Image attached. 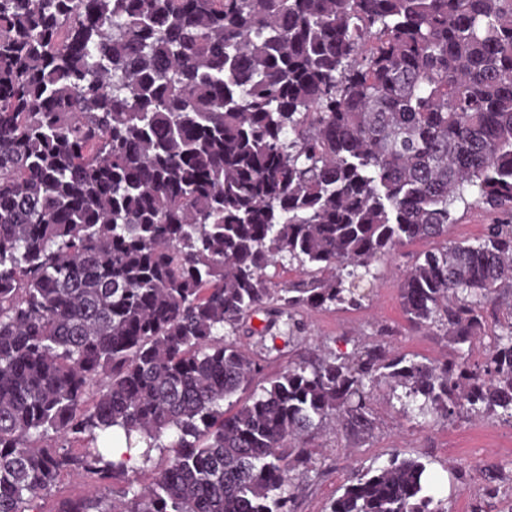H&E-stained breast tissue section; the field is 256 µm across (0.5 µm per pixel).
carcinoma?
Returning a JSON list of instances; mask_svg holds the SVG:
<instances>
[{"mask_svg":"<svg viewBox=\"0 0 512 512\" xmlns=\"http://www.w3.org/2000/svg\"><path fill=\"white\" fill-rule=\"evenodd\" d=\"M461 204L500 221L400 288L448 360L375 344L257 382L247 320L361 307ZM511 296L512 0H0V512L64 473L93 490L55 512H293L309 441L369 435L383 380L416 418L512 421V311L484 316ZM426 471L394 456L330 512H447Z\"/></svg>","mask_w":512,"mask_h":512,"instance_id":"obj_1","label":"carcinoma"}]
</instances>
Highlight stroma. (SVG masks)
Listing matches in <instances>:
<instances>
[{
  "instance_id": "stroma-1",
  "label": "stroma",
  "mask_w": 512,
  "mask_h": 512,
  "mask_svg": "<svg viewBox=\"0 0 512 512\" xmlns=\"http://www.w3.org/2000/svg\"><path fill=\"white\" fill-rule=\"evenodd\" d=\"M427 241H414L375 265L377 277L367 286V299L357 310L305 311L303 329L295 339L272 340L266 373H278L301 355L331 352L350 355L374 343L407 357L445 360L450 352L441 337L411 330L402 310V274ZM375 427L355 441L336 426L324 428L311 442L313 470L302 481L295 512H329L356 469L378 466L392 456L417 458L437 476V496L448 512H472L483 499L484 468L498 466L501 493L494 512H512V425L494 417L460 416L425 424L404 415L392 400L388 385L373 390Z\"/></svg>"
}]
</instances>
